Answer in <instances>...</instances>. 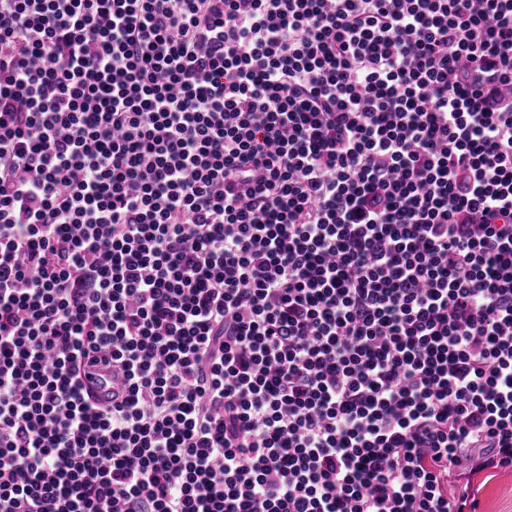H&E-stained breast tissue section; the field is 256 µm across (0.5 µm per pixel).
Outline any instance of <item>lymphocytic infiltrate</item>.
I'll return each instance as SVG.
<instances>
[{"label": "lymphocytic infiltrate", "instance_id": "lymphocytic-infiltrate-1", "mask_svg": "<svg viewBox=\"0 0 512 512\" xmlns=\"http://www.w3.org/2000/svg\"><path fill=\"white\" fill-rule=\"evenodd\" d=\"M502 471L512 0H0V512ZM83 382L102 403L111 401L112 393L118 390V387L112 382V374L105 376H87L83 373Z\"/></svg>", "mask_w": 512, "mask_h": 512}]
</instances>
